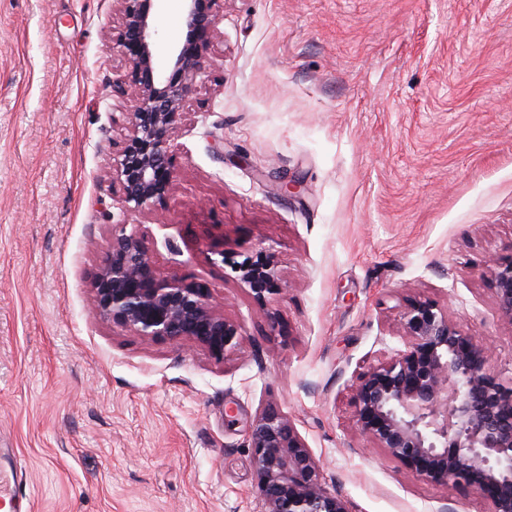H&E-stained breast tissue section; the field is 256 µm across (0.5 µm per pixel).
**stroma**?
Here are the masks:
<instances>
[{
    "label": "stroma",
    "mask_w": 512,
    "mask_h": 512,
    "mask_svg": "<svg viewBox=\"0 0 512 512\" xmlns=\"http://www.w3.org/2000/svg\"><path fill=\"white\" fill-rule=\"evenodd\" d=\"M111 29L112 0H0V468L31 512H261L248 434L270 403L356 512H487L368 447L349 386L419 297L512 380L484 267L512 250V0H224L148 214L112 179ZM115 224L223 298L246 357L92 319ZM247 257L275 265L279 335ZM240 281L244 283L252 295L255 304L258 306L269 334L275 333L279 329V320L274 312L264 308L266 303V294H274L278 288H272L275 276V268L273 265H248L241 268Z\"/></svg>",
    "instance_id": "stroma-1"
}]
</instances>
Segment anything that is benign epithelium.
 <instances>
[{"label":"benign epithelium","instance_id":"7a95c632","mask_svg":"<svg viewBox=\"0 0 512 512\" xmlns=\"http://www.w3.org/2000/svg\"><path fill=\"white\" fill-rule=\"evenodd\" d=\"M160 2L112 0V48L130 68L112 81L113 96L128 107L112 179L122 207L134 212L155 211L175 189L174 143L192 87L207 78L204 62L223 0H183L185 35L167 47L164 70L155 63ZM487 272L499 318L512 326V256H489ZM274 276L270 264L241 268L240 281L271 334L279 320L264 305L275 293ZM92 288L95 317L142 338L188 344L218 360L248 342L241 324L224 316L223 303L185 277L160 272L144 236L125 224L112 225ZM399 337L403 348L393 357L355 376L359 433L425 480L468 489L487 501L488 512H512V385L488 370V346L428 299L407 305ZM248 443L263 512H355L347 498L328 491L320 460L278 407L255 415Z\"/></svg>","mask_w":512,"mask_h":512}]
</instances>
